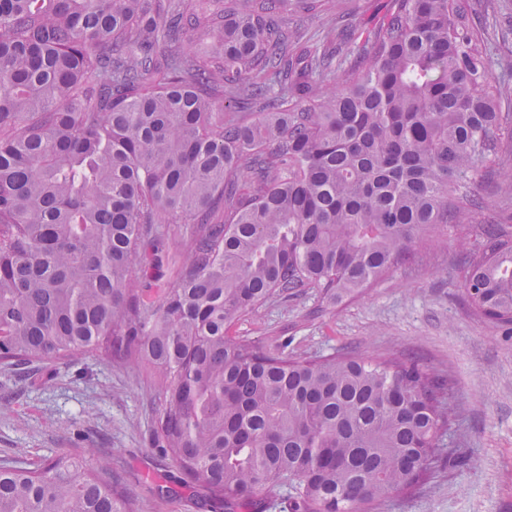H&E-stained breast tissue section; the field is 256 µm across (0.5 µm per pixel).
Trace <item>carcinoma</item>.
<instances>
[{"label":"carcinoma","instance_id":"1","mask_svg":"<svg viewBox=\"0 0 512 512\" xmlns=\"http://www.w3.org/2000/svg\"><path fill=\"white\" fill-rule=\"evenodd\" d=\"M290 0H0V365L91 352L147 364L153 435L203 506L372 512L426 480L452 409L410 358L319 360L227 334L299 288L331 304L470 210L501 88L463 0H391L319 50ZM200 37L204 47L183 44ZM191 225L158 303V225ZM468 253L463 293L512 330V237ZM0 512H136L82 461L0 464ZM172 272V266L167 265V263L164 262L163 265L154 270L151 277L143 279V288L150 289L149 298L152 301L159 300L160 296L162 295V289L165 288L166 282ZM291 487L288 481L280 485L263 490L255 497L256 510L252 512H288V496Z\"/></svg>","mask_w":512,"mask_h":512}]
</instances>
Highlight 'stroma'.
I'll return each mask as SVG.
<instances>
[{
	"label": "stroma",
	"mask_w": 512,
	"mask_h": 512,
	"mask_svg": "<svg viewBox=\"0 0 512 512\" xmlns=\"http://www.w3.org/2000/svg\"><path fill=\"white\" fill-rule=\"evenodd\" d=\"M336 24L370 28L390 0H335ZM493 77L512 88V0H465ZM477 200L467 224L422 232L411 253L362 295L336 306L301 288L238 317L232 336L268 350L318 359L412 357L448 385L455 419L438 442L428 481L396 492L375 512H512V334L474 314L464 298L465 249L482 246L483 225L512 235V202L497 177L459 187ZM158 386L144 366L89 354L29 364L26 376L0 366V461L37 465L58 455L107 467L137 512H201L197 491L166 500L149 488L177 472L152 444Z\"/></svg>",
	"instance_id": "stroma-1"
}]
</instances>
